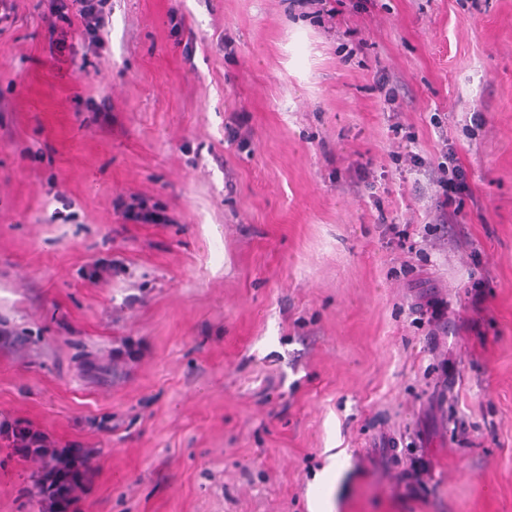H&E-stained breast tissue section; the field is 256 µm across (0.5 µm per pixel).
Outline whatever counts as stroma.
Returning a JSON list of instances; mask_svg holds the SVG:
<instances>
[{
	"instance_id": "1",
	"label": "stroma",
	"mask_w": 512,
	"mask_h": 512,
	"mask_svg": "<svg viewBox=\"0 0 512 512\" xmlns=\"http://www.w3.org/2000/svg\"><path fill=\"white\" fill-rule=\"evenodd\" d=\"M327 8L6 4L0 416L76 512H512V0ZM446 146V151L442 155L445 161L440 162L437 169L429 174L433 184L439 188L442 207L451 205L456 198L463 199L470 191L465 171L459 165L455 152H448V144ZM0 441L24 459L39 458L46 465L32 475L31 486L23 492L35 500L40 512H67L76 500V492L85 474L92 469L96 451L71 445L57 449L46 434L26 420L4 417L0 420Z\"/></svg>"
}]
</instances>
